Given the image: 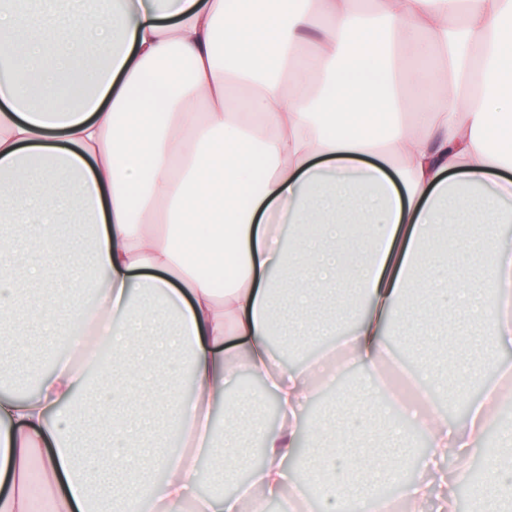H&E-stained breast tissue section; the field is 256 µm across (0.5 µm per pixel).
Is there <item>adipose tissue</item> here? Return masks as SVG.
<instances>
[{
	"mask_svg": "<svg viewBox=\"0 0 512 512\" xmlns=\"http://www.w3.org/2000/svg\"><path fill=\"white\" fill-rule=\"evenodd\" d=\"M38 2L0 6V226L41 225L44 242L0 238V324H16L23 288L79 266L50 257L69 249L54 224L73 204L93 226L83 285L98 307L71 297L70 356L32 395H0V512H263L269 498L284 512L296 499L377 512L394 483L452 512L493 417L502 451L487 454L494 496L478 512H512V374L461 362L460 385L484 397L453 421L447 363L419 358V399L388 426L387 458L358 425L387 406L385 382L337 394L332 434L315 421L299 436L329 356L290 370L271 343L282 302L304 315L333 288L336 315L315 333L367 370L390 338L430 334L443 306L481 326L485 351L512 347V248L498 241L512 223V144L493 135L512 132V0ZM430 49L448 75L405 105L402 57L423 68ZM233 87L243 109L228 104ZM86 334L102 337V366L85 367ZM159 356L178 359L192 389L163 382L162 416L130 414ZM116 372L92 454L73 407L89 379ZM244 372L264 394H230ZM268 395L273 429L252 411ZM417 434L426 449L406 482L395 459ZM246 440L263 448L248 483L198 495L202 478L235 480ZM297 455L317 464L293 480ZM147 470L161 475L150 487Z\"/></svg>",
	"mask_w": 512,
	"mask_h": 512,
	"instance_id": "1",
	"label": "adipose tissue"
}]
</instances>
